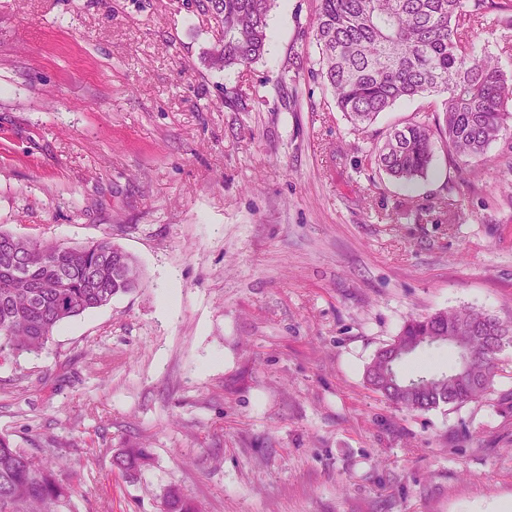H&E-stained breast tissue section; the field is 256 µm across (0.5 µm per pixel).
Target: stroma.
<instances>
[{
	"instance_id": "stroma-1",
	"label": "stroma",
	"mask_w": 512,
	"mask_h": 512,
	"mask_svg": "<svg viewBox=\"0 0 512 512\" xmlns=\"http://www.w3.org/2000/svg\"><path fill=\"white\" fill-rule=\"evenodd\" d=\"M315 6L274 0L262 57L219 71L189 0H0V229L107 235L143 270L0 365V433L74 463L78 512H160L171 484L201 512L512 499V345L460 406L409 412L364 378L410 316L512 321V135L480 159L436 148L409 185L369 169L428 101L354 133L309 73ZM128 444L154 458L134 480ZM152 463V456L146 448L127 446L120 448L114 459V466L128 477H136Z\"/></svg>"
}]
</instances>
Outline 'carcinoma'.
Segmentation results:
<instances>
[{
    "label": "carcinoma",
    "mask_w": 512,
    "mask_h": 512,
    "mask_svg": "<svg viewBox=\"0 0 512 512\" xmlns=\"http://www.w3.org/2000/svg\"><path fill=\"white\" fill-rule=\"evenodd\" d=\"M274 0H191L209 16L220 38L208 52L217 70L247 68L264 53ZM501 24V53L512 58V0H317L312 31L317 56L309 72L331 88L338 111L353 131L368 132L380 113L401 100L443 98L442 117L390 128L365 160L391 178L412 182L425 175L437 145L459 158H480L512 128V75L473 32L491 11ZM136 259L111 237L68 246L0 230V362L38 352L65 321L140 287ZM454 336L469 345L472 370L457 366L430 375L402 373L420 351ZM512 343V326L475 310L438 311L407 319L365 369V381L407 411L476 400L492 387L497 354ZM152 463L144 448L118 450L114 466L135 477ZM61 472L0 434V512H75L73 485ZM163 512H197L179 488L162 495Z\"/></svg>",
    "instance_id": "cac0c4a2"
}]
</instances>
